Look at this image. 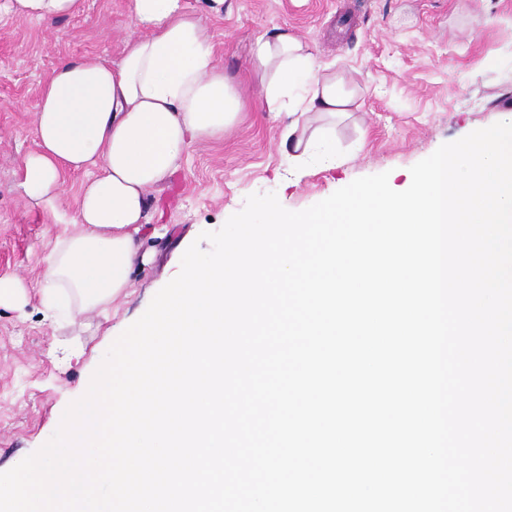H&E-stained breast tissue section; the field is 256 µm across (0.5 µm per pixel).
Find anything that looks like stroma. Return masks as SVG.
Segmentation results:
<instances>
[{"mask_svg": "<svg viewBox=\"0 0 512 512\" xmlns=\"http://www.w3.org/2000/svg\"><path fill=\"white\" fill-rule=\"evenodd\" d=\"M205 13L214 59L246 107L223 140L196 145L150 195L142 244L151 253L127 296L105 313L56 318L41 304L43 260L59 227L28 205L23 159L36 147L34 106L53 68L87 55L118 59L132 30L130 0H81L53 23L0 15V472L38 451L87 391L116 338L179 272L181 250L219 230L247 196L276 194L300 211L353 180L388 173L402 190L442 144L512 112V0H186ZM288 31L357 86L361 109L334 127L336 163L290 170L249 77L258 37Z\"/></svg>", "mask_w": 512, "mask_h": 512, "instance_id": "35a3bbf8", "label": "stroma"}]
</instances>
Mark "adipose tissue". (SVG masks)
I'll list each match as a JSON object with an SVG mask.
<instances>
[{"mask_svg":"<svg viewBox=\"0 0 512 512\" xmlns=\"http://www.w3.org/2000/svg\"><path fill=\"white\" fill-rule=\"evenodd\" d=\"M80 0H5L17 19L54 21ZM135 30L118 62L84 56L61 62L35 109L37 148L24 159L27 199L54 211L62 229L46 259L50 312L107 307L133 285L148 194L187 149L223 138L242 99L213 61L206 21L185 0H130ZM253 72L268 112L287 115L279 148L294 170L334 164L326 123L358 108L344 74L288 32L259 37ZM84 174L74 213L61 208L65 177Z\"/></svg>","mask_w":512,"mask_h":512,"instance_id":"obj_1","label":"adipose tissue"}]
</instances>
